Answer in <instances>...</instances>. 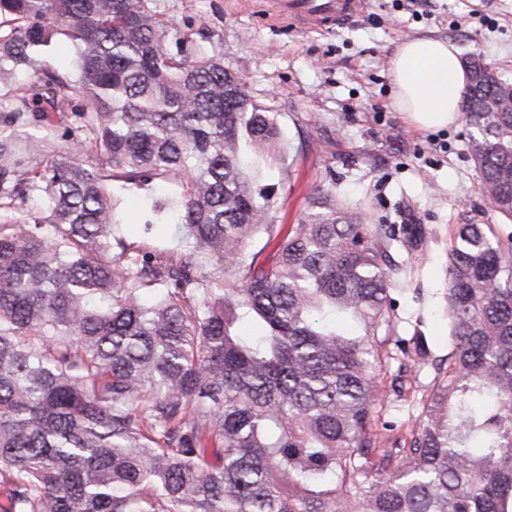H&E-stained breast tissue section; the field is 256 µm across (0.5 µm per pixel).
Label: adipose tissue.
I'll return each instance as SVG.
<instances>
[{"instance_id": "ef3b65f1", "label": "adipose tissue", "mask_w": 512, "mask_h": 512, "mask_svg": "<svg viewBox=\"0 0 512 512\" xmlns=\"http://www.w3.org/2000/svg\"><path fill=\"white\" fill-rule=\"evenodd\" d=\"M394 106L418 129L455 124L467 87V71L454 44L439 38L401 43L390 62Z\"/></svg>"}]
</instances>
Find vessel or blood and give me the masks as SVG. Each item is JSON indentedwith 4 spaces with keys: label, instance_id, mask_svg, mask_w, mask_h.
Wrapping results in <instances>:
<instances>
[{
    "label": "vessel or blood",
    "instance_id": "obj_1",
    "mask_svg": "<svg viewBox=\"0 0 512 512\" xmlns=\"http://www.w3.org/2000/svg\"><path fill=\"white\" fill-rule=\"evenodd\" d=\"M364 0H268L270 19L301 30L332 31L362 17Z\"/></svg>",
    "mask_w": 512,
    "mask_h": 512
}]
</instances>
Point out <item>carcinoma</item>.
<instances>
[{
  "instance_id": "1",
  "label": "carcinoma",
  "mask_w": 512,
  "mask_h": 512,
  "mask_svg": "<svg viewBox=\"0 0 512 512\" xmlns=\"http://www.w3.org/2000/svg\"><path fill=\"white\" fill-rule=\"evenodd\" d=\"M58 34L73 72L27 83ZM1 87L0 512H512L498 225H457L435 362L423 320L397 311L407 225L326 192L322 218L283 232L262 184L275 116L144 0H0ZM501 91L477 84L465 117L512 223ZM109 181L173 187L144 232L176 224L181 249L127 242Z\"/></svg>"
}]
</instances>
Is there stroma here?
Segmentation results:
<instances>
[{"label": "stroma", "mask_w": 512, "mask_h": 512, "mask_svg": "<svg viewBox=\"0 0 512 512\" xmlns=\"http://www.w3.org/2000/svg\"><path fill=\"white\" fill-rule=\"evenodd\" d=\"M430 3L429 13L418 15L408 0H367V21L314 33L268 22L264 0H148L171 33L221 58L274 112L286 154L284 164L267 170L276 223L288 228L308 219L314 198L330 191L366 211L368 223L426 227L425 245L409 254L422 270L398 302L403 317L423 318L441 356L448 325L440 297L456 227L475 214L497 221L468 155L473 127L463 119L440 130L413 127L392 103L390 59L403 41L441 38L512 82V0ZM111 190L128 242L178 251L174 233L141 232L165 187L116 182ZM417 288L423 301L414 297Z\"/></svg>", "instance_id": "35a3bbf8"}]
</instances>
